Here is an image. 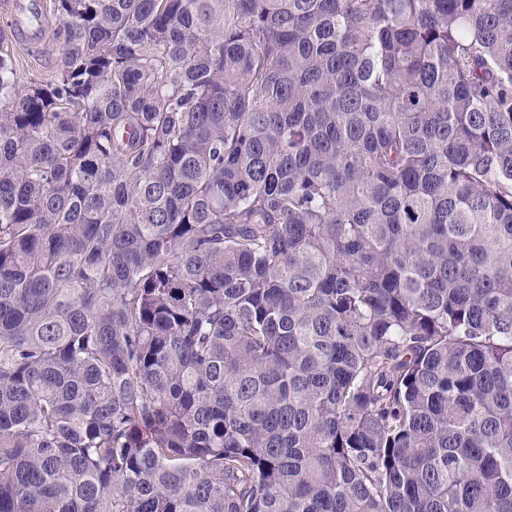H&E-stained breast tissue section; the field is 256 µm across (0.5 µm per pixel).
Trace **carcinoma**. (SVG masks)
Wrapping results in <instances>:
<instances>
[{"mask_svg": "<svg viewBox=\"0 0 512 512\" xmlns=\"http://www.w3.org/2000/svg\"><path fill=\"white\" fill-rule=\"evenodd\" d=\"M50 10L0 512H512V0Z\"/></svg>", "mask_w": 512, "mask_h": 512, "instance_id": "carcinoma-1", "label": "carcinoma"}]
</instances>
